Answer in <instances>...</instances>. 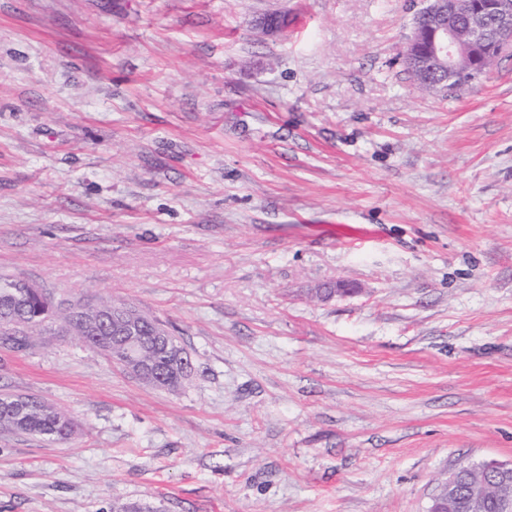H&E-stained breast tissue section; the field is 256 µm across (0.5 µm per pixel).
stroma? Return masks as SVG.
<instances>
[{
    "label": "stroma",
    "instance_id": "35a3bbf8",
    "mask_svg": "<svg viewBox=\"0 0 512 512\" xmlns=\"http://www.w3.org/2000/svg\"><path fill=\"white\" fill-rule=\"evenodd\" d=\"M422 5L0 0V274L193 363L0 343V394L78 425L0 433V512H429L512 460V50L423 92ZM463 474L461 473L460 469H457L453 473H451L448 476L447 481V490H448V496L452 493L454 494L456 492L457 487L459 486L460 482L462 481ZM442 494H439L436 496L433 500V504L439 505L438 511H431V512H446L444 509H447L448 511H461L466 509V498H465V485L464 483H461V485L458 488L457 495L452 502L448 505V496H444Z\"/></svg>",
    "mask_w": 512,
    "mask_h": 512
}]
</instances>
